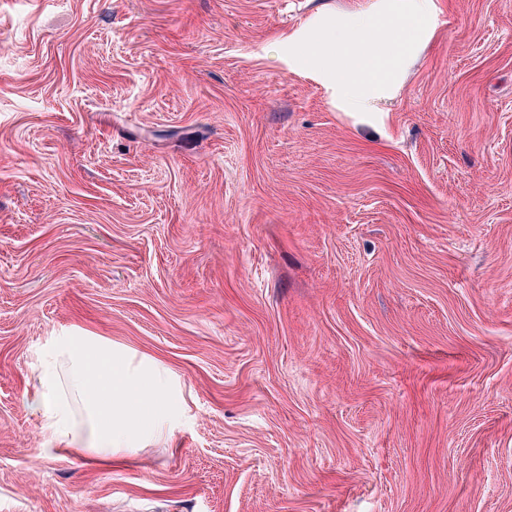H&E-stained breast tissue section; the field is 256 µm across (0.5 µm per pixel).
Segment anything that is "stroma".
Listing matches in <instances>:
<instances>
[{"mask_svg":"<svg viewBox=\"0 0 512 512\" xmlns=\"http://www.w3.org/2000/svg\"><path fill=\"white\" fill-rule=\"evenodd\" d=\"M380 5L0 0V512H512V0L362 111L275 50ZM70 327L178 376L171 441L45 452Z\"/></svg>","mask_w":512,"mask_h":512,"instance_id":"obj_1","label":"stroma"}]
</instances>
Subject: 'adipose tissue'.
<instances>
[{
	"label": "adipose tissue",
	"instance_id": "obj_1",
	"mask_svg": "<svg viewBox=\"0 0 512 512\" xmlns=\"http://www.w3.org/2000/svg\"><path fill=\"white\" fill-rule=\"evenodd\" d=\"M41 361L31 403L50 450L102 464L172 439L179 403L161 362L77 328L56 336Z\"/></svg>",
	"mask_w": 512,
	"mask_h": 512
}]
</instances>
